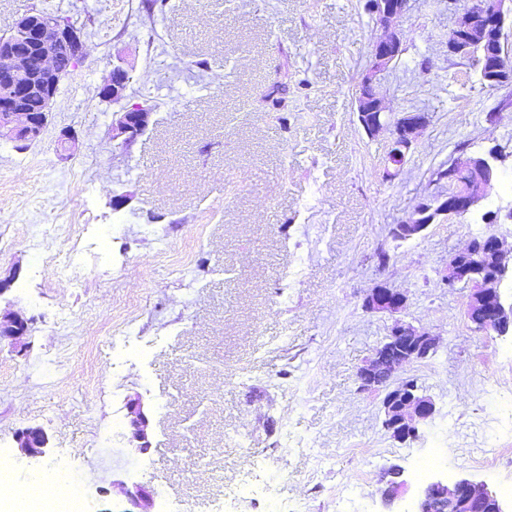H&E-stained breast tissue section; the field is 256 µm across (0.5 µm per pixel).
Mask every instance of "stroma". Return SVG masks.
Instances as JSON below:
<instances>
[{
  "instance_id": "stroma-1",
  "label": "stroma",
  "mask_w": 512,
  "mask_h": 512,
  "mask_svg": "<svg viewBox=\"0 0 512 512\" xmlns=\"http://www.w3.org/2000/svg\"><path fill=\"white\" fill-rule=\"evenodd\" d=\"M140 2L0 0V35L47 9L88 45L41 139L0 142V274L13 278L0 315L29 323L0 344V456L17 481L60 460L82 476L88 512H125L136 485L182 512H219L260 462L279 482L238 512H270L273 497L288 512H383L379 472L396 465L409 482L396 512H416L413 470L449 446L436 478L512 483V437L492 396L512 391V364L496 358L512 335L475 331L466 289L441 280L479 229L512 242V161L486 200L496 223L477 213L412 240L388 234L447 190L439 167L512 152V84L484 89L449 56L448 0H408L404 52L376 83L395 113L428 117L394 177L388 132L357 120L354 92L381 34L366 0H170L162 15ZM119 58L129 102L154 100L127 148L96 96ZM63 129L78 135L67 159ZM380 284L404 292V320L439 339L399 372L436 407L404 443L382 425V392L358 381L392 324L363 306ZM131 399L147 419L144 451L128 441ZM29 426L47 433L41 457L16 443ZM496 440L494 467L472 466Z\"/></svg>"
}]
</instances>
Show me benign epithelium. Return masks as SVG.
Segmentation results:
<instances>
[{
    "label": "benign epithelium",
    "instance_id": "obj_1",
    "mask_svg": "<svg viewBox=\"0 0 512 512\" xmlns=\"http://www.w3.org/2000/svg\"><path fill=\"white\" fill-rule=\"evenodd\" d=\"M372 3L383 36L371 46L370 66L363 77L368 94L355 96L361 117L388 109L387 102L376 95L373 86L403 50L398 20L406 11L407 0H372ZM448 10L460 14L458 23L448 32L450 56L470 55L487 39L490 30L505 20V0H448ZM60 41L72 46L74 64L84 62L83 35L64 22L44 25L33 12L16 20L9 36L0 38V141L23 145L43 134L62 80L55 63V45ZM481 68L484 84L489 89L512 81V71L500 63L484 59ZM128 76L125 67L112 66L109 77L99 88L100 97L113 104L124 100ZM150 119L151 112L143 106L123 105L112 121V140L120 147L129 146L145 131ZM424 125L423 113H402L398 127L391 130L387 158H406ZM502 162V155L494 150L454 160L448 166V180L453 183L451 189L427 201L412 220L395 225L396 239L404 241L421 236L428 227L424 215L429 212L449 218L480 210L488 188L498 178ZM471 253L470 247L453 252L442 270V280L450 288L462 285L469 289L466 309L479 308L485 315L477 330L511 335L512 302L505 303L500 286L506 276H512V264L507 261L512 246H507L505 240L493 232L485 237L480 257L466 258ZM405 304L403 293L387 287L373 289L364 301L366 309L391 315L402 313ZM27 331L25 320L0 317V342L18 340ZM436 348L435 336L397 318L385 341L359 371L363 388L377 387L380 374L393 380L382 400L383 426L399 441L415 438L418 425L433 415L435 406L414 380L397 381L395 374L405 364L430 358ZM129 427L130 441L138 443L140 449L148 447L146 421L137 405L131 411ZM18 442L28 456L38 457L45 452L47 436L39 427H28L19 432ZM393 470L395 480L380 479L384 486L382 498L388 506L399 499L406 488L402 470L397 466ZM151 499L152 494L145 488L134 487L129 495L131 508L126 512H148ZM417 509L418 512H508L504 500L486 483L468 478L427 483L420 490Z\"/></svg>",
    "mask_w": 512,
    "mask_h": 512
}]
</instances>
